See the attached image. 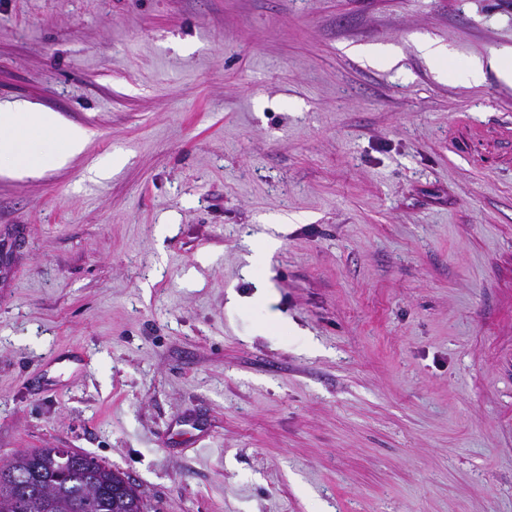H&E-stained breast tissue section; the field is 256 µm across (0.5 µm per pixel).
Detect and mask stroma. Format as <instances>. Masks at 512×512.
Instances as JSON below:
<instances>
[{
    "instance_id": "stroma-1",
    "label": "stroma",
    "mask_w": 512,
    "mask_h": 512,
    "mask_svg": "<svg viewBox=\"0 0 512 512\" xmlns=\"http://www.w3.org/2000/svg\"><path fill=\"white\" fill-rule=\"evenodd\" d=\"M505 46L512 0H0V104L91 135L0 176V463L86 453L148 512H512V87L465 78Z\"/></svg>"
}]
</instances>
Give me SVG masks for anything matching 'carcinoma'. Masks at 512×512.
<instances>
[{
    "mask_svg": "<svg viewBox=\"0 0 512 512\" xmlns=\"http://www.w3.org/2000/svg\"><path fill=\"white\" fill-rule=\"evenodd\" d=\"M22 469H34L46 481L58 472L69 478L53 487L45 504L32 502L28 512H145L140 495H131L123 486L125 474L99 460L92 469H75L58 448H38L22 458ZM22 504L12 489L0 487V512H18Z\"/></svg>",
    "mask_w": 512,
    "mask_h": 512,
    "instance_id": "cac0c4a2",
    "label": "carcinoma"
}]
</instances>
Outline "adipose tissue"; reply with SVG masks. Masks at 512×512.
<instances>
[{
  "mask_svg": "<svg viewBox=\"0 0 512 512\" xmlns=\"http://www.w3.org/2000/svg\"><path fill=\"white\" fill-rule=\"evenodd\" d=\"M84 129L54 112L25 103L0 105V174L13 178L41 175L46 165L62 166L86 144Z\"/></svg>",
  "mask_w": 512,
  "mask_h": 512,
  "instance_id": "obj_1",
  "label": "adipose tissue"
}]
</instances>
